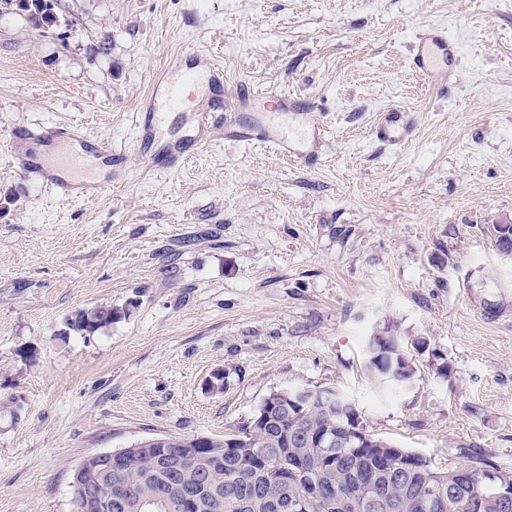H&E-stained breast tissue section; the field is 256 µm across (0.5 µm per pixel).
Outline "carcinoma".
Instances as JSON below:
<instances>
[{
  "instance_id": "carcinoma-1",
  "label": "carcinoma",
  "mask_w": 512,
  "mask_h": 512,
  "mask_svg": "<svg viewBox=\"0 0 512 512\" xmlns=\"http://www.w3.org/2000/svg\"><path fill=\"white\" fill-rule=\"evenodd\" d=\"M0 1L26 12L37 29L57 22V0ZM121 317L107 302L80 308L65 319L61 335L92 336ZM364 357L383 386L404 388L416 377L405 339L390 326L366 339ZM358 419L355 402L333 388L305 404L291 390H274L240 429L191 447L193 459L180 471L158 469L157 448L130 452L124 465L112 470V512H143L139 501L144 498L158 500V512H273L275 492L285 498L311 494L309 512H351L338 500L340 495L368 501L392 495L399 503L397 512H420L419 499L428 486H448V473L459 469L466 477L453 479L449 502L453 512H469L466 503L485 473L501 471L512 479L511 471L487 458L459 469H439L422 454L373 433L357 448L349 440V428ZM325 430L334 442L316 452L314 438ZM391 466L403 467L401 483L386 480L385 469ZM201 484L204 490L191 508L183 491Z\"/></svg>"
}]
</instances>
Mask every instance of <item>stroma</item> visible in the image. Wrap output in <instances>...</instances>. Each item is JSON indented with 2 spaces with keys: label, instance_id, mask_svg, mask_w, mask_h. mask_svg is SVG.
<instances>
[{
  "label": "stroma",
  "instance_id": "obj_1",
  "mask_svg": "<svg viewBox=\"0 0 512 512\" xmlns=\"http://www.w3.org/2000/svg\"><path fill=\"white\" fill-rule=\"evenodd\" d=\"M57 16L37 29L0 5V512H74L86 455L224 435L278 389H336L436 467L512 470V261L485 231L512 221V0H61ZM433 23L461 48L444 94L408 63ZM193 52L226 98L313 102L312 159L217 122L156 170L136 116ZM391 107L418 115L397 152L372 135ZM55 124L111 144V187L64 198L21 169L13 129ZM104 302L132 310L61 336ZM387 323L427 341L400 390L363 366ZM121 317L122 312L114 310L112 303L106 302L89 308H80L65 319L60 334L62 336H70L71 334L92 336L112 326Z\"/></svg>",
  "mask_w": 512,
  "mask_h": 512
}]
</instances>
